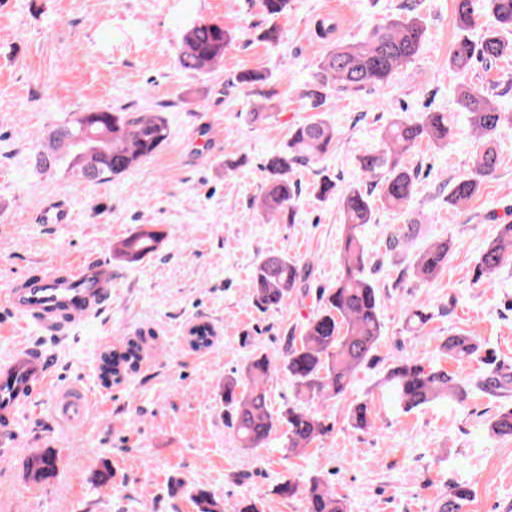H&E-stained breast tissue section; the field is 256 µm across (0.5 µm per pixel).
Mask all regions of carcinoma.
Masks as SVG:
<instances>
[{"instance_id": "carcinoma-1", "label": "carcinoma", "mask_w": 512, "mask_h": 512, "mask_svg": "<svg viewBox=\"0 0 512 512\" xmlns=\"http://www.w3.org/2000/svg\"><path fill=\"white\" fill-rule=\"evenodd\" d=\"M488 18L478 39L472 38L476 19ZM456 26L459 34L448 59V68L466 72L479 61L485 67L512 58V0H456ZM426 29L414 5L387 23L369 30L353 43L332 46L319 58L311 80L304 83L301 96L313 110L320 109L330 93L351 95L367 86L387 84L395 72L421 50ZM232 41L224 25L199 21L184 34L177 56L179 67L188 72L205 74L224 58ZM512 91L506 86L460 82L454 89L458 111L466 120L474 138L471 173L460 177L448 195V204L460 206L471 201L484 181L494 176L501 158L491 143L505 126L512 125V113L503 109L498 98ZM98 137L85 147L76 142L83 128ZM451 123L446 112H421L417 116L395 118L388 126L381 145L360 158L366 174H384L373 201V191L359 186L344 190L328 175L314 187L322 200L336 199L342 216V237L336 252L340 276L336 284L322 289L317 311L290 338L283 359L294 388V399L277 413L270 407L267 383L273 365L265 355H254L242 376L224 378V411L227 427L240 447L257 449L270 435L285 427L284 450L300 456L330 427L320 408L343 398L361 366L367 364L383 336L384 323L378 288L367 274L368 255L362 241L363 228L372 223L375 203L387 209L403 207L412 197L415 174L408 166L409 157L422 142L441 146L448 142ZM169 138L166 120L158 113L134 115L111 108L86 110L56 126L49 145L34 155L36 171L44 172L59 162L77 178L89 182L114 178L129 172L140 161L151 157ZM336 128L321 115L294 126L288 141L270 155L263 166L266 180L256 207L267 216H288L295 221L298 185L290 178L296 165H314L336 146ZM164 238L161 230L142 227L112 247L113 257L138 262L155 254ZM450 243L438 240L422 249L414 265V277L420 282L435 279L447 266ZM512 262V223L498 225L496 238L482 252L479 275H490ZM305 267L297 260L278 253L266 255L252 274L255 304L265 311H275L301 287ZM480 343L473 336L451 335L440 345V352L458 362L478 356ZM139 346L132 341L124 350L108 354L103 368H112L117 376L120 367H135ZM486 375L478 386L507 395L512 392V371L486 362ZM392 401L403 412L439 401L463 402L468 383L438 365L428 367L413 359H401L384 377ZM347 419L354 429L370 427V408L365 401L354 402L347 409ZM488 430L499 437L512 436V407L498 412ZM30 478L42 481L54 471V460L47 454L31 456L27 467ZM278 493L291 498L302 496L304 512H345L336 493L313 477L304 489L289 480L283 481ZM198 512H224L214 493L204 489L195 496Z\"/></svg>"}]
</instances>
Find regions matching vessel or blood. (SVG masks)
<instances>
[{
	"label": "vessel or blood",
	"instance_id": "1",
	"mask_svg": "<svg viewBox=\"0 0 512 512\" xmlns=\"http://www.w3.org/2000/svg\"><path fill=\"white\" fill-rule=\"evenodd\" d=\"M112 300V268L103 260L84 257L50 271L28 274L0 290V306L21 320L33 322L43 335L58 338L73 325L100 313ZM55 360L40 345L15 352L0 362V456L18 444L16 422L22 409L47 389ZM58 411L80 422L86 410L83 395L60 397Z\"/></svg>",
	"mask_w": 512,
	"mask_h": 512
}]
</instances>
